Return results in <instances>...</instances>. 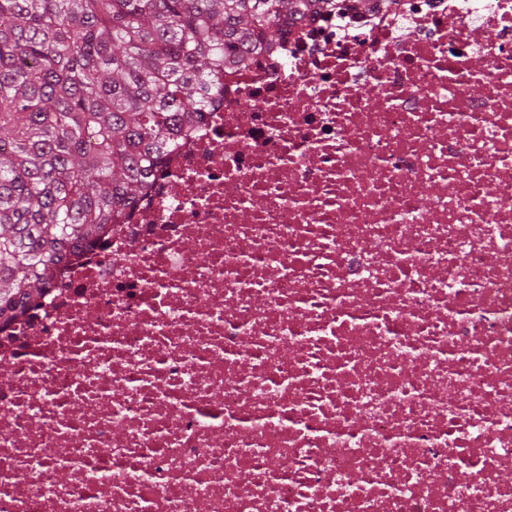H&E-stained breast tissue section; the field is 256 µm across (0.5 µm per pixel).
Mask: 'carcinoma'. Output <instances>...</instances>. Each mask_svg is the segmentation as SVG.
I'll return each instance as SVG.
<instances>
[{"label":"carcinoma","mask_w":512,"mask_h":512,"mask_svg":"<svg viewBox=\"0 0 512 512\" xmlns=\"http://www.w3.org/2000/svg\"><path fill=\"white\" fill-rule=\"evenodd\" d=\"M330 0H0V323L137 205L182 132Z\"/></svg>","instance_id":"cac0c4a2"}]
</instances>
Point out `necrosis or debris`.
Returning <instances> with one entry per match:
<instances>
[{"mask_svg":"<svg viewBox=\"0 0 512 512\" xmlns=\"http://www.w3.org/2000/svg\"><path fill=\"white\" fill-rule=\"evenodd\" d=\"M511 188L512 0L290 25L0 328V512H512Z\"/></svg>","mask_w":512,"mask_h":512,"instance_id":"obj_1","label":"necrosis or debris"}]
</instances>
